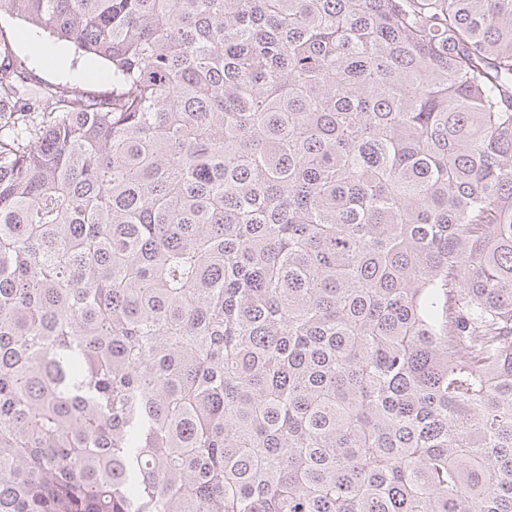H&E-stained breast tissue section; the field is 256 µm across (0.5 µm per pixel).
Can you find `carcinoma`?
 Segmentation results:
<instances>
[{
  "label": "carcinoma",
  "instance_id": "carcinoma-1",
  "mask_svg": "<svg viewBox=\"0 0 512 512\" xmlns=\"http://www.w3.org/2000/svg\"><path fill=\"white\" fill-rule=\"evenodd\" d=\"M0 512H512V0H4ZM1 26L11 36L16 55L27 60V66L32 74L34 84H38L40 81L68 82L80 85L90 91L112 87V68L109 65L89 62L84 54L75 53L72 44L57 40L40 27L11 17L0 7ZM24 32H26V36L23 39L22 34ZM31 38H37L43 45L45 52L41 56H38L32 49ZM55 50L65 52L66 60L64 63L56 64L52 56V52ZM47 55L49 58H47Z\"/></svg>",
  "mask_w": 512,
  "mask_h": 512
}]
</instances>
